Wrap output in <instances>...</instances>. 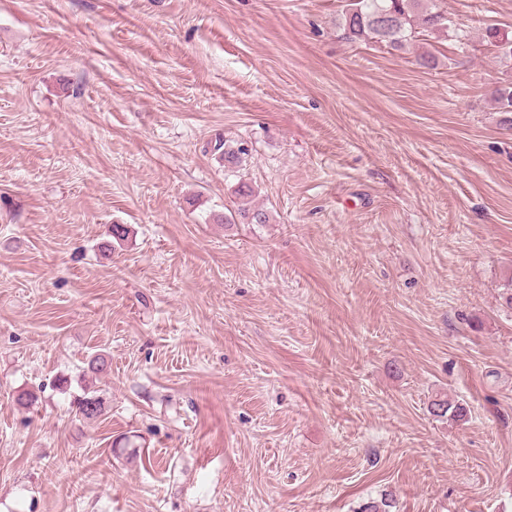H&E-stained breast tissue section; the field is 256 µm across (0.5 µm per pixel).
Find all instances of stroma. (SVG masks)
<instances>
[{
	"mask_svg": "<svg viewBox=\"0 0 512 512\" xmlns=\"http://www.w3.org/2000/svg\"><path fill=\"white\" fill-rule=\"evenodd\" d=\"M344 3L0 0V512H512V0ZM342 10L339 29L348 41L373 40L392 49H402L423 34H452L468 39L448 13L429 7L427 0H349ZM387 24V25H386ZM482 45L494 58L512 60V35L494 25L487 26L482 33ZM75 416L82 420H94L104 412V402L91 387L85 388L83 395L75 399ZM429 413L438 418L448 417V420L461 421L466 416V408L459 402L439 398L431 402Z\"/></svg>",
	"mask_w": 512,
	"mask_h": 512,
	"instance_id": "stroma-1",
	"label": "stroma"
}]
</instances>
